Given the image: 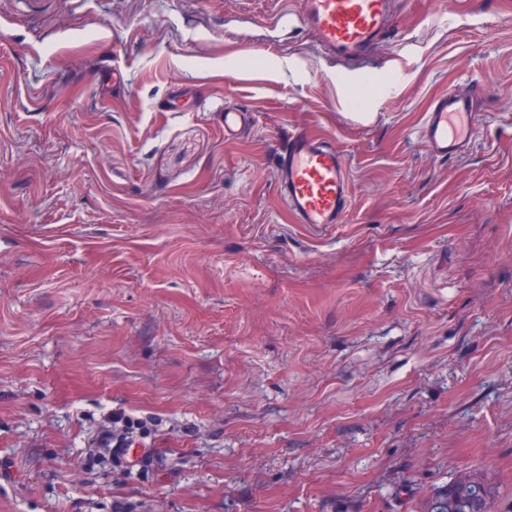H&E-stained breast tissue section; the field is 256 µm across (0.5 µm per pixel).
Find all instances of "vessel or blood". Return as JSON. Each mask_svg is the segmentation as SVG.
Segmentation results:
<instances>
[{
	"instance_id": "vessel-or-blood-1",
	"label": "vessel or blood",
	"mask_w": 512,
	"mask_h": 512,
	"mask_svg": "<svg viewBox=\"0 0 512 512\" xmlns=\"http://www.w3.org/2000/svg\"><path fill=\"white\" fill-rule=\"evenodd\" d=\"M296 9L280 7L273 25L292 23L311 30L321 54L352 63L366 59L393 32L396 0H296ZM472 92L445 91L432 99L420 127L430 153L441 159L469 151L479 116ZM254 115L233 106L224 110V136L235 138ZM277 182L287 210L298 223L320 232L341 223L349 203V178L343 155L327 139L289 133L277 159Z\"/></svg>"
}]
</instances>
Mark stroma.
Masks as SVG:
<instances>
[{"instance_id":"35a3bbf8","label":"stroma","mask_w":512,"mask_h":512,"mask_svg":"<svg viewBox=\"0 0 512 512\" xmlns=\"http://www.w3.org/2000/svg\"><path fill=\"white\" fill-rule=\"evenodd\" d=\"M269 9L0 0V512H419L463 468L512 512V0H400L362 66ZM292 130L350 173L317 234ZM117 409L149 478L87 466ZM474 94L458 89L432 99L420 127V136L430 153L441 159L459 158L469 151L471 131L479 113ZM223 116L225 139L235 138L241 129L251 126L254 121L252 112L237 106L224 107ZM277 182L298 224L321 232L342 222L350 198L349 178L344 157L332 141L288 133L277 159Z\"/></svg>"}]
</instances>
